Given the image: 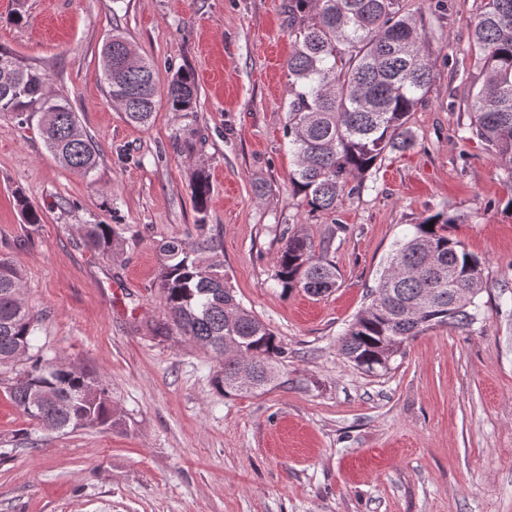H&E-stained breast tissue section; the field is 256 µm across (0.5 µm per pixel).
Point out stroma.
<instances>
[{
	"label": "stroma",
	"mask_w": 512,
	"mask_h": 512,
	"mask_svg": "<svg viewBox=\"0 0 512 512\" xmlns=\"http://www.w3.org/2000/svg\"><path fill=\"white\" fill-rule=\"evenodd\" d=\"M404 5L424 21L435 72L410 116L417 145L387 155L336 212L308 213L285 136L288 0H0V49L45 73L46 96L99 150L90 175L73 172L47 149L40 113L0 111V258L21 274L45 360L87 372L117 419L47 429L0 373V512H512V189L469 131L482 0ZM115 33L159 88L193 71L196 112L162 101L155 122L127 121L102 79ZM21 194L42 223H25ZM443 208L465 215L448 234L484 262L479 320L427 329L385 374L353 368L338 336L415 224ZM201 219L237 300L288 349L264 391L219 394L210 354L148 330L165 319L160 246L197 240ZM85 224L122 225L111 254L85 246ZM286 227L329 245L331 292L283 293ZM211 193V185L208 175L202 170H197L193 182V201L198 213H204L208 208Z\"/></svg>",
	"instance_id": "35a3bbf8"
}]
</instances>
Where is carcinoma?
<instances>
[{
  "label": "carcinoma",
  "mask_w": 512,
  "mask_h": 512,
  "mask_svg": "<svg viewBox=\"0 0 512 512\" xmlns=\"http://www.w3.org/2000/svg\"><path fill=\"white\" fill-rule=\"evenodd\" d=\"M288 24L295 49L288 61V122L285 135L296 158L290 174L300 205L310 212H334L345 199L360 196L367 173L388 153L414 148L408 116L428 96L433 82L429 51L419 36L418 20L403 0H289ZM472 46L485 72L472 95L470 129L497 155L512 184V0H483L471 22ZM112 65L107 85L112 102L127 119L148 125L156 119L158 87L149 59L138 55L120 33L104 50ZM23 86L4 96L0 110L23 112L38 103L47 149L58 162L83 175L94 170L98 153L81 133L77 113L43 93L46 75L20 67ZM173 112L197 111L193 72L179 69L168 83ZM211 185L202 170L195 174L197 212L208 208ZM462 216L438 211L415 225L401 243L372 291L368 306L338 338L343 357L354 367L378 374L410 341L433 326L467 330L477 321L487 288L484 262L448 236V225ZM433 228H427V225ZM199 239L164 243L158 288L166 321L153 333L184 337L218 362L217 390L230 395L264 388L287 348L275 332L247 311L228 286L224 265H205L198 253L209 247L206 225ZM122 227L87 224L90 250L112 251ZM276 257L277 279L284 290L301 288L321 296L336 286V268L327 241L317 252L306 237L283 230ZM19 271L0 260V370L14 369L9 394L32 421L56 431L79 425L111 426L112 407L94 380L71 365H51L34 349L37 317L19 298ZM250 371L245 385L240 374Z\"/></svg>",
  "instance_id": "1"
}]
</instances>
